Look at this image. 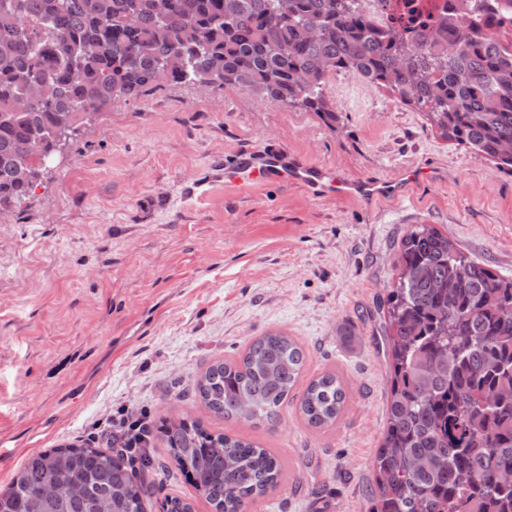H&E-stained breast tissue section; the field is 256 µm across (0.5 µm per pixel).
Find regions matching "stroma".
Here are the masks:
<instances>
[{"label":"stroma","instance_id":"35a3bbf8","mask_svg":"<svg viewBox=\"0 0 512 512\" xmlns=\"http://www.w3.org/2000/svg\"><path fill=\"white\" fill-rule=\"evenodd\" d=\"M325 93L332 127L235 87L118 97L0 214V485L34 452L97 447L123 411L154 424L175 410L287 465L248 512H368L388 396L376 306L400 242L432 224L512 278V171L387 89L339 74ZM257 146L353 179L418 180L372 202L225 186V163ZM271 330L304 348V378H344L333 428L292 406L273 428L204 417L192 379Z\"/></svg>","mask_w":512,"mask_h":512}]
</instances>
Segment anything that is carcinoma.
<instances>
[{
	"label": "carcinoma",
	"mask_w": 512,
	"mask_h": 512,
	"mask_svg": "<svg viewBox=\"0 0 512 512\" xmlns=\"http://www.w3.org/2000/svg\"><path fill=\"white\" fill-rule=\"evenodd\" d=\"M485 0L434 40L377 32L359 0H20L0 11V211L39 178L18 172L30 147L55 152L85 115L147 87L209 79L259 92L336 123L325 95L337 74L361 77L426 113L441 135L512 168V0L496 22ZM30 93L25 109L17 100ZM389 393L374 460L370 512H512V279L417 224L402 238L381 301ZM305 365L301 346L270 331L236 360L192 381L206 411L274 427ZM347 400L339 375L313 378L296 409L316 430ZM160 433L166 467L183 473L214 512H246L284 481L282 460L242 436L171 416ZM470 481L461 484L457 473ZM162 479L151 455L63 444L31 454L0 488V512H146ZM163 512H193L166 497Z\"/></svg>",
	"instance_id": "cac0c4a2"
}]
</instances>
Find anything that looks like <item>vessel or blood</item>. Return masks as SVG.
Listing matches in <instances>:
<instances>
[{"instance_id": "b4317fda", "label": "vessel or blood", "mask_w": 512, "mask_h": 512, "mask_svg": "<svg viewBox=\"0 0 512 512\" xmlns=\"http://www.w3.org/2000/svg\"><path fill=\"white\" fill-rule=\"evenodd\" d=\"M277 180L303 188L315 195L366 199L391 192L402 194L400 184L379 181L339 179L325 169L295 159L287 149L253 148L236 156L224 167L225 184L249 192L259 184Z\"/></svg>"}]
</instances>
